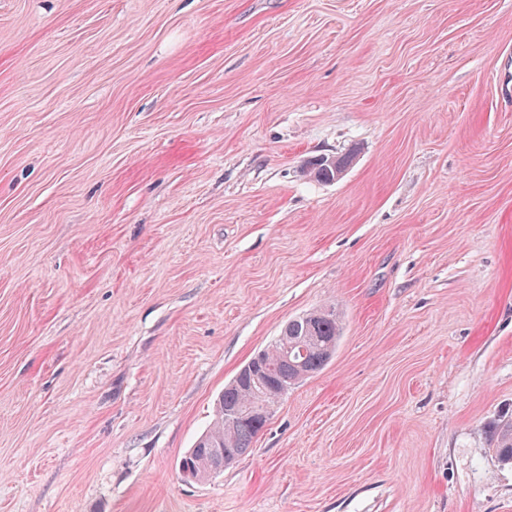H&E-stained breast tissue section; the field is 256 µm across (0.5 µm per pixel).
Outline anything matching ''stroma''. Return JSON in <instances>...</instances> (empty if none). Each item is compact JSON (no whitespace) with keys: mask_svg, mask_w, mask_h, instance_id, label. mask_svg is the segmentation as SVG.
<instances>
[{"mask_svg":"<svg viewBox=\"0 0 512 512\" xmlns=\"http://www.w3.org/2000/svg\"><path fill=\"white\" fill-rule=\"evenodd\" d=\"M511 65L512 0H0V512H512ZM339 336L335 310L320 309L289 319L279 336L264 349L263 356L253 362V368L241 369L224 386L213 427L184 454L181 468L193 473L195 480L204 481L214 476L217 461H224V454L230 464L249 453L278 403L277 399L265 403L259 410L264 397L268 393L275 396L285 385H295L321 371L332 359ZM258 411L265 420L257 417ZM226 412L237 414L238 419L229 421ZM224 466L218 467L216 473ZM488 433L490 445L498 459L512 463V420L490 425Z\"/></svg>","mask_w":512,"mask_h":512,"instance_id":"35a3bbf8","label":"stroma"}]
</instances>
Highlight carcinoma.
Masks as SVG:
<instances>
[{
	"mask_svg": "<svg viewBox=\"0 0 512 512\" xmlns=\"http://www.w3.org/2000/svg\"><path fill=\"white\" fill-rule=\"evenodd\" d=\"M307 174L321 182L335 179L320 157L308 162ZM340 336L334 310H316L288 320L274 342L252 368L238 372L224 386L213 427L202 434L180 466L204 481L214 476L218 455L234 462L253 448L267 421L257 417L264 397L321 371L332 359ZM489 440L499 460L512 463V420L489 426Z\"/></svg>",
	"mask_w": 512,
	"mask_h": 512,
	"instance_id": "carcinoma-1",
	"label": "carcinoma"
}]
</instances>
